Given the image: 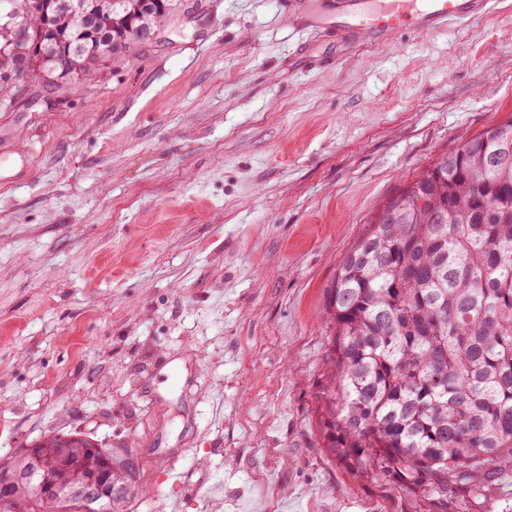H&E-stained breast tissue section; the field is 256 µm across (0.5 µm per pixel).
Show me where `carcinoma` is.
<instances>
[{
  "instance_id": "obj_1",
  "label": "carcinoma",
  "mask_w": 512,
  "mask_h": 512,
  "mask_svg": "<svg viewBox=\"0 0 512 512\" xmlns=\"http://www.w3.org/2000/svg\"><path fill=\"white\" fill-rule=\"evenodd\" d=\"M36 2L18 26L53 86L70 74L47 60L56 45ZM169 5L121 0L81 43L116 55ZM325 316L330 455L426 512L448 503L449 483L480 498L481 478L512 469V119L464 139L377 208L340 260ZM66 443L63 433L41 447V480L84 465Z\"/></svg>"
}]
</instances>
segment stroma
<instances>
[{"instance_id":"35a3bbf8","label":"stroma","mask_w":512,"mask_h":512,"mask_svg":"<svg viewBox=\"0 0 512 512\" xmlns=\"http://www.w3.org/2000/svg\"><path fill=\"white\" fill-rule=\"evenodd\" d=\"M319 0H181L48 86L0 0V462L125 448L128 512H417L324 448L327 290L376 209L512 119V13L337 46ZM449 512H512V470Z\"/></svg>"}]
</instances>
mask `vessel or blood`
Here are the masks:
<instances>
[{
    "label": "vessel or blood",
    "instance_id": "1",
    "mask_svg": "<svg viewBox=\"0 0 512 512\" xmlns=\"http://www.w3.org/2000/svg\"><path fill=\"white\" fill-rule=\"evenodd\" d=\"M497 0H325L318 14L309 16L340 37L359 38L409 23L420 33L490 11Z\"/></svg>",
    "mask_w": 512,
    "mask_h": 512
}]
</instances>
